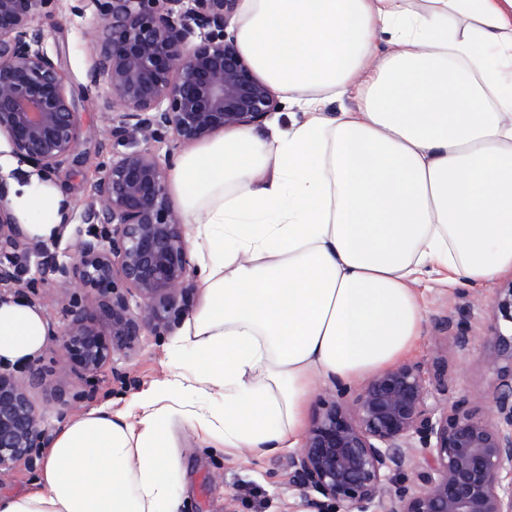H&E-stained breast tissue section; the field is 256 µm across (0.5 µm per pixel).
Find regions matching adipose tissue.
<instances>
[{"label":"adipose tissue","mask_w":512,"mask_h":512,"mask_svg":"<svg viewBox=\"0 0 512 512\" xmlns=\"http://www.w3.org/2000/svg\"><path fill=\"white\" fill-rule=\"evenodd\" d=\"M232 35L303 119L178 158L202 298L168 345L175 371L130 411L107 402L55 431L0 512H180L174 417L217 448L301 447L318 384L414 348L417 285L512 274V0H242ZM60 202L35 178L11 197L41 240ZM48 334L40 310L0 302V365ZM188 360L202 371L179 372Z\"/></svg>","instance_id":"adipose-tissue-1"}]
</instances>
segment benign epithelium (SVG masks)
<instances>
[{
    "mask_svg": "<svg viewBox=\"0 0 512 512\" xmlns=\"http://www.w3.org/2000/svg\"><path fill=\"white\" fill-rule=\"evenodd\" d=\"M53 0H0V139L12 155L51 176L80 162L92 137L80 122L34 26ZM238 0H97L99 55L89 89L105 87L112 139L129 150L102 167L95 194L103 221L77 230L66 260L49 253L37 278H24L33 242L0 176V301L45 283L69 291L57 336L75 371L96 373L135 355L141 336H158L194 299L189 250L173 209L167 171L152 143L167 135L198 143L218 131L261 122L278 101L226 29ZM466 349L464 319L439 326ZM484 364L497 379L489 412L452 402L441 370L420 361L366 380L350 402L341 385L316 414L293 459L306 512H512V280L496 289ZM26 385L0 372V472L31 464L48 445ZM412 469L410 486L392 475Z\"/></svg>",
    "mask_w": 512,
    "mask_h": 512,
    "instance_id": "obj_1",
    "label": "benign epithelium"
}]
</instances>
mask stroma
Listing matches in <instances>:
<instances>
[{
    "mask_svg": "<svg viewBox=\"0 0 512 512\" xmlns=\"http://www.w3.org/2000/svg\"><path fill=\"white\" fill-rule=\"evenodd\" d=\"M96 0H55L51 11L39 17L37 26L43 47L65 77L67 95L75 97L84 125L100 129V136L86 141L82 148L83 162L63 166L51 177L65 200L66 225L47 241L49 251L63 252L73 244L72 233L77 226L93 222L98 204L94 183L98 168L122 152L123 147L105 135L112 124V102L106 90L88 91L91 70L99 48L86 35L98 21ZM464 281H426L422 288L424 332L411 358L428 367L442 366L448 380V397H469L476 408H483L485 395L492 391L495 376L483 363L486 350V326L495 294L494 284L480 286L470 300L460 299ZM465 312L472 342L467 349L458 348L439 331L440 319ZM169 336L147 335L132 361L115 360L97 373L78 376L71 371V359L57 339H50L40 356L44 374L41 384L31 387L36 408L44 413V427L54 432L61 425L53 399L58 391L80 394V412H87L103 402H111L113 410L126 404L154 382L162 380L171 370L167 356ZM128 371L130 380L120 383L112 376L113 368ZM171 444L181 460L183 484L182 512H288V506L300 497L295 486L291 461L295 449L265 454H244L237 450H215L202 443L183 422L171 427Z\"/></svg>",
    "mask_w": 512,
    "mask_h": 512,
    "instance_id": "stroma-1",
    "label": "stroma"
}]
</instances>
